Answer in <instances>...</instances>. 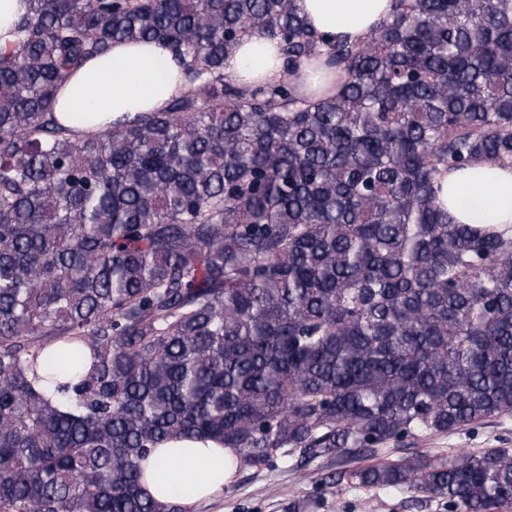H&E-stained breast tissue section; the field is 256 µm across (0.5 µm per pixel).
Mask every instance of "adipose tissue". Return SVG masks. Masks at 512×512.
Masks as SVG:
<instances>
[{
    "mask_svg": "<svg viewBox=\"0 0 512 512\" xmlns=\"http://www.w3.org/2000/svg\"><path fill=\"white\" fill-rule=\"evenodd\" d=\"M308 26L326 39L358 40L393 8V0H297ZM242 85L287 77L277 44L261 35L246 37L225 62ZM184 89L182 67L161 43H113L59 89L56 113H89L105 122L126 113L159 112ZM440 199L460 224H512V168L486 160L447 173ZM233 449L194 443L156 449L142 463V485L158 501L168 499V483L193 490L186 505L221 494L234 476L227 461Z\"/></svg>",
    "mask_w": 512,
    "mask_h": 512,
    "instance_id": "obj_1",
    "label": "adipose tissue"
}]
</instances>
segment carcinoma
<instances>
[{"instance_id":"obj_1","label":"carcinoma","mask_w":512,"mask_h":512,"mask_svg":"<svg viewBox=\"0 0 512 512\" xmlns=\"http://www.w3.org/2000/svg\"><path fill=\"white\" fill-rule=\"evenodd\" d=\"M253 34L345 83L240 86ZM116 40L162 42L185 91L80 135L54 97ZM479 159L512 166V0H395L354 42L296 0H26L0 52V512H187L141 489L169 441L342 465L512 414V228L438 199ZM307 477L512 507V448Z\"/></svg>"}]
</instances>
